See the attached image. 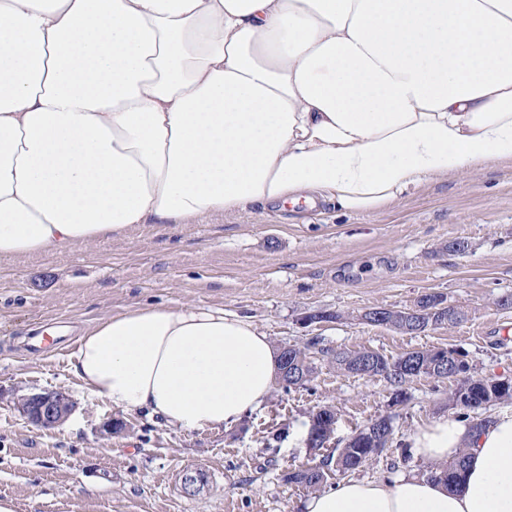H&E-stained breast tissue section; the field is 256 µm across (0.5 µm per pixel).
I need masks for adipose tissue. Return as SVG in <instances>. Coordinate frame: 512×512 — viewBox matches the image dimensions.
I'll return each mask as SVG.
<instances>
[{
  "label": "adipose tissue",
  "mask_w": 512,
  "mask_h": 512,
  "mask_svg": "<svg viewBox=\"0 0 512 512\" xmlns=\"http://www.w3.org/2000/svg\"><path fill=\"white\" fill-rule=\"evenodd\" d=\"M512 162V0H0V258L248 206L384 209L429 179ZM93 395L185 431L269 397L249 318L133 307L71 364ZM460 491L348 479L304 512H512V407L412 435Z\"/></svg>",
  "instance_id": "1"
}]
</instances>
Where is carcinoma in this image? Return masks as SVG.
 Masks as SVG:
<instances>
[{
  "label": "carcinoma",
  "mask_w": 512,
  "mask_h": 512,
  "mask_svg": "<svg viewBox=\"0 0 512 512\" xmlns=\"http://www.w3.org/2000/svg\"><path fill=\"white\" fill-rule=\"evenodd\" d=\"M363 357L374 359L368 375H386V380L395 387L398 396L405 395L402 386L414 376L426 375L438 382L447 378V375L437 370L432 372L426 370V367L434 361L430 350L412 351L394 360L366 349L346 350L337 354L334 361L336 368L348 372ZM464 375L463 380L449 389L448 405L475 410L487 405L490 401L494 403L512 401V383L500 390L493 389L489 385V380L473 376L471 366L467 363L464 364ZM387 444L388 440L374 435L373 426L369 423L352 433L350 439L339 450L333 463L338 471H356L378 456L377 449L380 447L384 449ZM464 467L465 461L462 458L438 464L429 471V477L444 483L450 490H456L462 483ZM324 478L325 473L318 467H309L288 474V481L312 490L318 489Z\"/></svg>",
  "instance_id": "cac0c4a2"
}]
</instances>
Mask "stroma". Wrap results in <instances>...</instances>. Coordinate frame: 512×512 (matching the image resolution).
Here are the masks:
<instances>
[{"mask_svg":"<svg viewBox=\"0 0 512 512\" xmlns=\"http://www.w3.org/2000/svg\"><path fill=\"white\" fill-rule=\"evenodd\" d=\"M462 307L465 320L409 335L360 321L373 308H405L424 293ZM512 162L491 163L403 194L381 211L347 214L331 202L252 205L192 224H136L119 238L63 252L0 259V500L13 512H302L308 488L288 472L322 464L352 432L393 419L386 449L359 478L427 474L409 438L453 415L448 383L420 376L393 405L382 377L338 370L336 350L392 358L448 348L475 376L512 379ZM140 306H196L249 317L274 346L308 348L311 382L273 386L266 402L231 426L186 432L126 413L73 375L76 337L97 320ZM333 311L328 323L305 315ZM64 321L62 347L29 346L33 324ZM58 389L74 410L53 430L28 423L15 396ZM336 412L327 446L307 445L311 415ZM125 430L105 437L103 423ZM207 481L187 494L185 470Z\"/></svg>","mask_w":512,"mask_h":512,"instance_id":"1","label":"stroma"}]
</instances>
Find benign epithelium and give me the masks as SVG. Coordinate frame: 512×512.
<instances>
[{"mask_svg":"<svg viewBox=\"0 0 512 512\" xmlns=\"http://www.w3.org/2000/svg\"><path fill=\"white\" fill-rule=\"evenodd\" d=\"M466 317V312L448 304L435 292L425 293L409 307L402 309L374 308L364 311L361 319L383 326L392 325L399 319L409 334H421L435 325L451 326ZM16 406L23 417L31 424L43 429H53L61 425L72 413L74 403L62 390H45L17 398ZM334 423L327 419L312 418L308 431V445L320 448L331 439Z\"/></svg>","mask_w":512,"mask_h":512,"instance_id":"7a95c632","label":"benign epithelium"}]
</instances>
